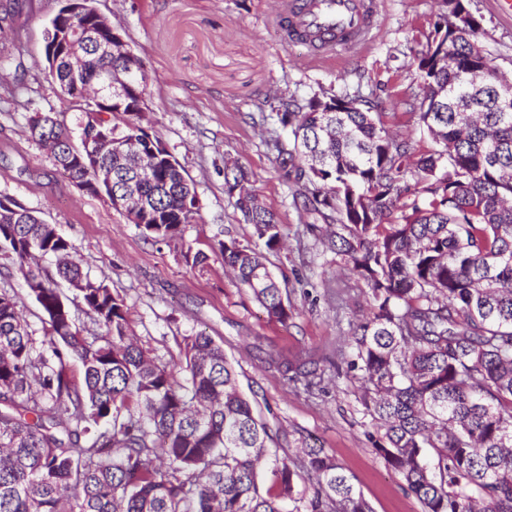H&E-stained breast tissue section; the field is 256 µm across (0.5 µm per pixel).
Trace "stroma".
<instances>
[{
	"label": "stroma",
	"mask_w": 512,
	"mask_h": 512,
	"mask_svg": "<svg viewBox=\"0 0 512 512\" xmlns=\"http://www.w3.org/2000/svg\"><path fill=\"white\" fill-rule=\"evenodd\" d=\"M465 3L482 26L479 40L493 65L512 73V10L503 0ZM374 4L376 23L363 46L315 61L305 48L281 41L280 0H98L145 64L153 131L195 185L198 223L156 244L105 201L80 191L30 137L36 113L57 112L74 131L83 115L41 73L43 30L58 0H25L0 34V73L18 86L20 100L15 110L0 112V196L58 227L84 273L123 297L131 334L151 355L177 363L184 337L201 331L223 346L242 390L278 429V456L323 449L374 512H423L365 436L370 419L358 399V377L337 379L311 397L264 362L277 354L335 355L369 310L368 287L327 247L330 225L295 203L293 179L266 146L288 136L275 107L305 105L331 88L382 113L416 152L434 146L404 104L420 84L407 53L425 42L444 7L440 0ZM235 163L247 169L250 190L286 234L284 247L266 253L292 308L285 324L269 320L218 251L224 240L258 243L225 191L224 171ZM190 250L205 252L206 265L192 266Z\"/></svg>",
	"instance_id": "stroma-1"
}]
</instances>
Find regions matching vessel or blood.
<instances>
[{"mask_svg": "<svg viewBox=\"0 0 512 512\" xmlns=\"http://www.w3.org/2000/svg\"><path fill=\"white\" fill-rule=\"evenodd\" d=\"M289 38L316 35L324 45L316 51L323 57L336 45L364 40L371 27L370 0H287Z\"/></svg>", "mask_w": 512, "mask_h": 512, "instance_id": "b4317fda", "label": "vessel or blood"}]
</instances>
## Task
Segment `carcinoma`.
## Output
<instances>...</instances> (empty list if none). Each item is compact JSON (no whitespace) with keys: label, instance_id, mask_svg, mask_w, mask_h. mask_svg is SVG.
<instances>
[{"label":"carcinoma","instance_id":"obj_1","mask_svg":"<svg viewBox=\"0 0 512 512\" xmlns=\"http://www.w3.org/2000/svg\"><path fill=\"white\" fill-rule=\"evenodd\" d=\"M469 32L443 25L411 55L420 91L411 113L436 144L413 159L380 112H344L333 90L278 112L291 132L268 141L292 168L305 210L336 225L329 248L370 290L336 375L359 372L372 449L405 481L424 512H512V111L500 109L496 69L476 48L480 23L464 0H443ZM456 57L443 71L442 45ZM112 61L92 54L77 78L58 73L64 97L97 81ZM140 86L121 104L89 103L121 117L133 174L156 138L137 125ZM189 176L160 160L141 186L142 233L176 237L198 214L185 200ZM267 249L283 227L236 199ZM6 250L40 306L43 336L22 317L16 294L0 289V512H373L335 459L310 449L297 461L271 452L277 433L240 390L224 348L205 333L185 338L183 359L150 358L130 336L123 298L91 281L71 245L35 214H0ZM224 267L267 316L290 317L260 250L219 243ZM77 291H60L40 259ZM102 330L85 336L71 307ZM81 362L74 383L69 360ZM268 368L310 391L325 381L320 362L272 357ZM269 470L272 485L261 494ZM308 485L298 488V481Z\"/></svg>","mask_w":512,"mask_h":512}]
</instances>
